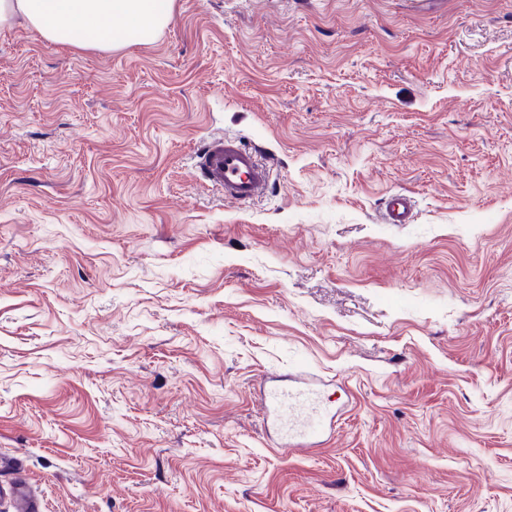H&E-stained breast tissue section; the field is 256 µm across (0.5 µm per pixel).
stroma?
Returning a JSON list of instances; mask_svg holds the SVG:
<instances>
[{
  "label": "stroma",
  "mask_w": 512,
  "mask_h": 512,
  "mask_svg": "<svg viewBox=\"0 0 512 512\" xmlns=\"http://www.w3.org/2000/svg\"><path fill=\"white\" fill-rule=\"evenodd\" d=\"M225 133L261 199L197 179ZM303 371L338 412L287 450ZM1 455L42 512H512V0L0 29ZM387 217L390 224H407L412 213V204L404 194H392L387 203ZM323 392L321 387L313 382H297L288 387L275 388L271 390L266 398L268 407L275 413L276 419L280 420L283 414L294 411L298 408H311L320 414L316 421L325 419L330 410L323 407Z\"/></svg>",
  "instance_id": "obj_1"
}]
</instances>
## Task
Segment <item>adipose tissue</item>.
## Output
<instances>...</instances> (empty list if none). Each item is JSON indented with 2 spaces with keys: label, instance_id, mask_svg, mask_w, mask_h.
Returning <instances> with one entry per match:
<instances>
[{
  "label": "adipose tissue",
  "instance_id": "1",
  "mask_svg": "<svg viewBox=\"0 0 512 512\" xmlns=\"http://www.w3.org/2000/svg\"><path fill=\"white\" fill-rule=\"evenodd\" d=\"M173 0H0V27L23 19L61 45L112 49L150 40Z\"/></svg>",
  "mask_w": 512,
  "mask_h": 512
}]
</instances>
